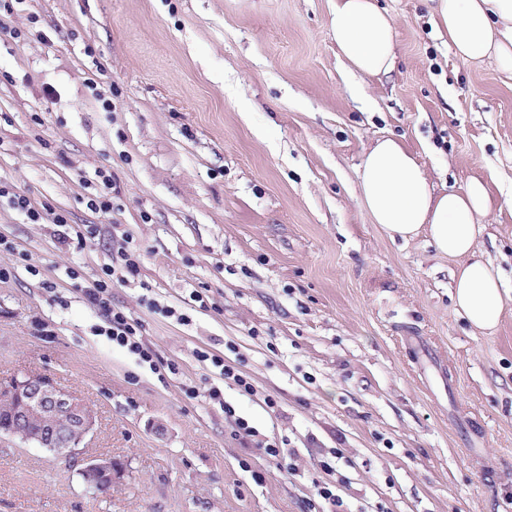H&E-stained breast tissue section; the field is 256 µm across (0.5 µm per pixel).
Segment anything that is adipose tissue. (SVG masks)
<instances>
[{"instance_id": "ef3b65f1", "label": "adipose tissue", "mask_w": 512, "mask_h": 512, "mask_svg": "<svg viewBox=\"0 0 512 512\" xmlns=\"http://www.w3.org/2000/svg\"><path fill=\"white\" fill-rule=\"evenodd\" d=\"M429 21L447 36L461 61L494 60L512 75V0H426ZM330 33L352 70L377 76L394 66V20L378 0H336ZM360 198L373 223L392 239L428 231L437 250L457 259L451 298L458 314L491 333L504 315V280L478 244L482 218L502 209L487 182L470 176L464 188L435 192L418 158L399 140L378 139L359 166Z\"/></svg>"}]
</instances>
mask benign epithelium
<instances>
[{"label":"benign epithelium","instance_id":"1","mask_svg":"<svg viewBox=\"0 0 512 512\" xmlns=\"http://www.w3.org/2000/svg\"><path fill=\"white\" fill-rule=\"evenodd\" d=\"M1 420L9 425L4 431L9 438L76 462L90 489L104 492L122 474V467L112 459L83 456L94 415L83 399L48 378L23 377L0 386Z\"/></svg>","mask_w":512,"mask_h":512}]
</instances>
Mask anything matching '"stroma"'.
Returning a JSON list of instances; mask_svg holds the SVG:
<instances>
[{
	"label": "stroma",
	"mask_w": 512,
	"mask_h": 512,
	"mask_svg": "<svg viewBox=\"0 0 512 512\" xmlns=\"http://www.w3.org/2000/svg\"><path fill=\"white\" fill-rule=\"evenodd\" d=\"M333 3L14 0L0 16V185L43 214L0 197V386L47 377L84 399V455L124 469L96 493L68 458L0 438V512H307L322 477L341 512H512V209L479 236L508 286L485 336L454 312L457 260L425 233L390 240L357 174L393 135L435 189L478 172L512 197V79L459 60L424 0H380L394 67L349 71ZM102 193L107 214L88 206ZM58 213L99 236L73 252ZM116 234L141 271L112 302L176 376L94 335L67 275L111 265ZM199 349L255 395L228 381L211 402ZM238 417L283 460L236 436ZM196 355L200 362H208L212 367L218 369L219 375L223 381L226 379L232 380L244 393L249 395L254 393L255 389L248 377L235 367L226 364L224 357L213 354L207 350L197 351Z\"/></svg>",
	"instance_id": "35a3bbf8"
}]
</instances>
